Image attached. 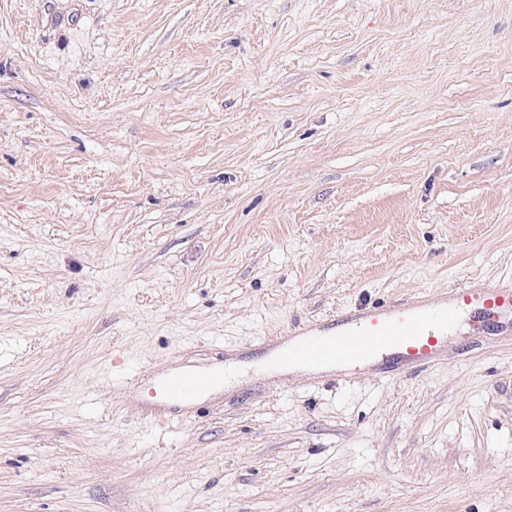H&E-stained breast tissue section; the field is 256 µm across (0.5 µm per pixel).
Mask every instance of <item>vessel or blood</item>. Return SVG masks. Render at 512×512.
Wrapping results in <instances>:
<instances>
[{
  "instance_id": "1",
  "label": "vessel or blood",
  "mask_w": 512,
  "mask_h": 512,
  "mask_svg": "<svg viewBox=\"0 0 512 512\" xmlns=\"http://www.w3.org/2000/svg\"><path fill=\"white\" fill-rule=\"evenodd\" d=\"M488 319L512 311L511 288H484L471 293L459 289L443 297L373 304L337 314L330 323L294 327L270 340L280 366L332 363L338 368L371 369L378 363L397 370L424 366L441 359L448 333L457 324L461 307ZM223 365L202 371L171 373L158 385L162 401L192 408L196 399L223 385Z\"/></svg>"
}]
</instances>
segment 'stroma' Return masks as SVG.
<instances>
[{
  "instance_id": "stroma-1",
  "label": "stroma",
  "mask_w": 512,
  "mask_h": 512,
  "mask_svg": "<svg viewBox=\"0 0 512 512\" xmlns=\"http://www.w3.org/2000/svg\"><path fill=\"white\" fill-rule=\"evenodd\" d=\"M508 286L512 0H0V512H512V330L253 367ZM462 305L479 319L512 311L511 288H483L476 293L458 289L443 297L373 304L342 312L330 323H312L286 330L270 340L280 369L290 364L332 363L348 370H370L379 362L386 369L424 366L441 359L448 331L457 324ZM224 365L217 364L207 370H185L171 373L158 385V393L163 402L180 403L187 410L194 408L196 399L211 388L224 386Z\"/></svg>"
}]
</instances>
